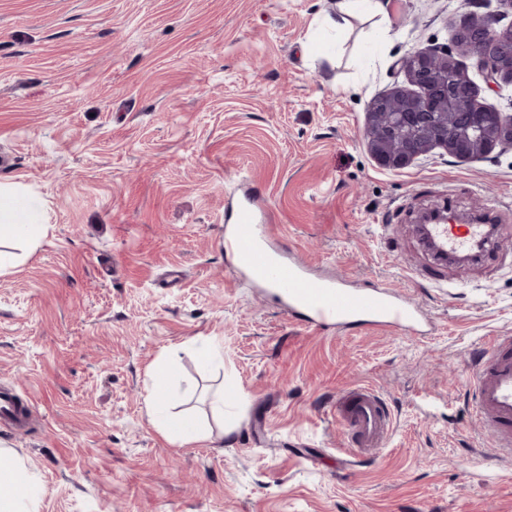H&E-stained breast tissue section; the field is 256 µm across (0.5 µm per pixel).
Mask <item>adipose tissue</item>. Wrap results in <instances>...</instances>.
<instances>
[{"label":"adipose tissue","instance_id":"ef3b65f1","mask_svg":"<svg viewBox=\"0 0 512 512\" xmlns=\"http://www.w3.org/2000/svg\"><path fill=\"white\" fill-rule=\"evenodd\" d=\"M38 212L37 202L25 198L18 186L0 182V272L18 264L17 255L6 250L7 242L39 243L45 227L38 222ZM34 485L25 463L10 449L0 448V512H38Z\"/></svg>","mask_w":512,"mask_h":512}]
</instances>
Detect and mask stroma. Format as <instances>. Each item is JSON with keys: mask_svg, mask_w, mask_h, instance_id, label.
<instances>
[{"mask_svg": "<svg viewBox=\"0 0 512 512\" xmlns=\"http://www.w3.org/2000/svg\"><path fill=\"white\" fill-rule=\"evenodd\" d=\"M336 2L0 0V181L49 218L0 274V388L36 408L0 448L38 474L39 512H512V459L468 391L478 350L512 333V236L460 268L414 228L490 204L512 226V149L389 170L363 138L370 100L406 82L397 60L451 42L468 0H385L318 31ZM243 178L277 243L411 298L427 334L318 332L237 273L224 207ZM205 339L222 361H200ZM357 385L394 426L360 463L334 417ZM217 388L238 400L220 421ZM154 391L209 440H165Z\"/></svg>", "mask_w": 512, "mask_h": 512, "instance_id": "1", "label": "stroma"}]
</instances>
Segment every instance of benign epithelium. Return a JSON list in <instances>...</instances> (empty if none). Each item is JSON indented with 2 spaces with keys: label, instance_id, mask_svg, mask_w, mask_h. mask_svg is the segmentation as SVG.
I'll list each match as a JSON object with an SVG mask.
<instances>
[{
  "label": "benign epithelium",
  "instance_id": "obj_1",
  "mask_svg": "<svg viewBox=\"0 0 512 512\" xmlns=\"http://www.w3.org/2000/svg\"><path fill=\"white\" fill-rule=\"evenodd\" d=\"M484 4L471 0L451 43L407 51L399 60L406 84L370 102L364 138L381 167L406 168L436 148L459 160L512 148V113L479 102L458 61L467 58L492 89L512 86V22L480 12Z\"/></svg>",
  "mask_w": 512,
  "mask_h": 512
}]
</instances>
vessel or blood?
<instances>
[{"label": "vessel or blood", "instance_id": "obj_1", "mask_svg": "<svg viewBox=\"0 0 512 512\" xmlns=\"http://www.w3.org/2000/svg\"><path fill=\"white\" fill-rule=\"evenodd\" d=\"M224 251L236 269L257 285H271L289 315L315 329L359 326L369 330L421 332L426 321L409 298L386 288H356L314 273L299 258L278 249L270 216L250 187L228 203ZM487 231L483 224H439L432 233L443 250H473ZM475 412L495 438V447L512 457V335L496 337L482 350L469 382ZM32 407L12 389H0V421L23 424ZM350 455L361 462L386 447L392 433L390 413L378 392L356 387L336 401Z\"/></svg>", "mask_w": 512, "mask_h": 512}]
</instances>
